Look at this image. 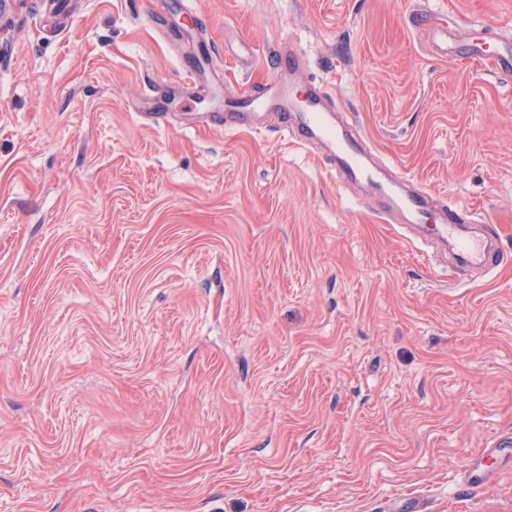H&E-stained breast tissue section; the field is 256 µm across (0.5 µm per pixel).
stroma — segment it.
I'll use <instances>...</instances> for the list:
<instances>
[{
    "mask_svg": "<svg viewBox=\"0 0 512 512\" xmlns=\"http://www.w3.org/2000/svg\"><path fill=\"white\" fill-rule=\"evenodd\" d=\"M471 37L512 0H0V512H512V77ZM280 50L499 265L294 112L224 129ZM477 38H472L465 42L461 47V54L477 58L489 66L495 71L505 74L512 73V54H500L494 57H489L485 54L481 44ZM322 112L325 111L317 107H312L305 112L303 139L297 142L304 145L305 141L318 137L335 141L336 155L331 162L330 172L337 183L363 182L376 186L390 200V203L381 208L380 212L388 220L393 221L395 211L402 210L409 215L412 224H419L427 214H430L429 210L433 203L438 202L445 217L441 224L435 225L434 233L443 238L450 236L456 240L466 263L473 268H486L495 263L494 256L481 239L460 235V226L465 224L466 220L456 210L425 191L410 196H392L389 188L380 181V169L385 167H372L366 164L365 155L369 150L363 139L356 132L354 135H348L343 130L335 128Z\"/></svg>",
    "mask_w": 512,
    "mask_h": 512,
    "instance_id": "1",
    "label": "stroma"
}]
</instances>
